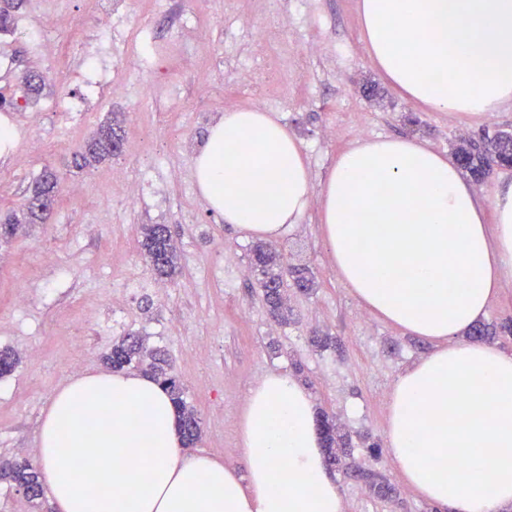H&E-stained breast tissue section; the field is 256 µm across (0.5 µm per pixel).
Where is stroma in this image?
<instances>
[{
	"mask_svg": "<svg viewBox=\"0 0 512 512\" xmlns=\"http://www.w3.org/2000/svg\"><path fill=\"white\" fill-rule=\"evenodd\" d=\"M357 0H116L112 90L97 81L87 56L101 34L97 0H57V29L32 53L41 0H25L19 26L0 33V94L19 99L8 109L19 136L0 158V214L19 210L44 173L61 180L47 223L28 224L0 243V350L22 353L0 378V458L38 457L42 412L75 371L105 369L119 337L147 336L163 350L201 422L197 452L222 457L246 475L240 422L250 389L266 374L295 376L319 411L335 415L365 472L387 477L397 503L370 497L366 481L336 473L344 512H436L402 477L384 451L387 404L398 375L429 350L360 304L342 283L325 247L318 204L275 239L291 264L308 265L311 293L292 297L295 324L269 315L249 266V238L228 230L199 195L194 177L198 143L217 116L255 107L237 84L253 62V33L277 32L296 52L286 76L271 79L267 112L300 140L313 184L359 138L420 137L443 154L461 137L512 128V103L467 119L412 104L385 83L359 33ZM193 20L208 32L187 55L168 35ZM159 55L142 72L141 27ZM46 78L39 101H22L20 78ZM80 112L56 111L59 96ZM122 120V152L78 170L73 152L111 115ZM143 199L125 203L130 190ZM164 224L181 255V271L158 293L141 251L142 227ZM52 261H45V253ZM25 305H17L18 295ZM336 337L321 351L311 331ZM380 445L370 457V444Z\"/></svg>",
	"mask_w": 512,
	"mask_h": 512,
	"instance_id": "35a3bbf8",
	"label": "stroma"
}]
</instances>
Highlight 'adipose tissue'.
<instances>
[{
	"label": "adipose tissue",
	"mask_w": 512,
	"mask_h": 512,
	"mask_svg": "<svg viewBox=\"0 0 512 512\" xmlns=\"http://www.w3.org/2000/svg\"><path fill=\"white\" fill-rule=\"evenodd\" d=\"M366 53L406 100L482 116L512 101V0H357ZM197 190L233 232L272 240L319 204L336 273L375 316L431 343L389 394L386 444L443 512L512 505V350L469 340L512 281V181L478 198L448 156L415 137L368 139L313 186L302 147L270 113L208 127ZM305 386L272 372L241 422L249 461L184 451L177 410L151 376L82 372L39 427V480L55 512H344ZM482 457L483 471L449 462Z\"/></svg>",
	"instance_id": "1"
}]
</instances>
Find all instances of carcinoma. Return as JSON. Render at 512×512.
Returning <instances> with one entry per match:
<instances>
[{"label":"carcinoma","mask_w":512,"mask_h":512,"mask_svg":"<svg viewBox=\"0 0 512 512\" xmlns=\"http://www.w3.org/2000/svg\"><path fill=\"white\" fill-rule=\"evenodd\" d=\"M24 0H0V31H6L15 23L16 16ZM23 98L28 101L40 96L43 80L23 78L21 81ZM122 129L112 120L98 128L96 133L78 147L75 153L77 166L85 168L97 164L115 154L122 145ZM452 157L460 169L475 180H481L492 164H512V138L507 131L497 130L484 133L478 138H462L455 145ZM58 193V181L52 175H43L34 188V194L47 200H54ZM49 214V208L35 204H24L20 215L9 214L0 221V240L12 238L23 224H43ZM141 249L150 262L153 273L161 279H172L180 270V254L170 230L164 224H146L142 231ZM251 266L257 276V285L271 317L281 325L292 323V309L288 306L287 287L284 275L291 274L293 281L303 286L305 293L313 291L314 279L305 267H288L284 256L274 247L258 243L249 250ZM512 331V325L505 321L487 326L480 324L469 332L473 339H490L498 334ZM115 371L141 369L151 373L170 394L180 417V428L184 447L189 448L201 435L199 421L194 408L185 399V390L178 376L169 371L168 361L156 349L147 346L146 337L128 333L112 345L111 352L105 357ZM20 357L7 349L0 350V377L12 372L19 364ZM320 420L326 425L323 437L326 462L336 468H351V448L348 435L341 432L336 417L320 414ZM371 496L382 502H391L397 497L395 487L376 473L367 475ZM0 481L16 488L30 490L25 502L28 512H51L46 506L41 484L38 481V466L28 460H0Z\"/></svg>","instance_id":"obj_1"}]
</instances>
